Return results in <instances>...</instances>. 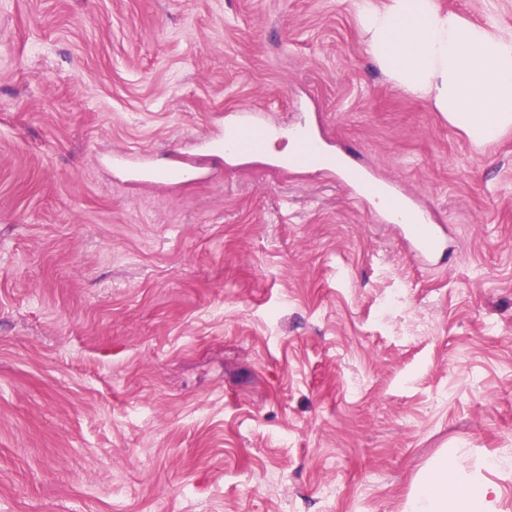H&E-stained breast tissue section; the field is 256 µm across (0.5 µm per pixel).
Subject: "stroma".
<instances>
[{
    "label": "stroma",
    "instance_id": "1",
    "mask_svg": "<svg viewBox=\"0 0 512 512\" xmlns=\"http://www.w3.org/2000/svg\"><path fill=\"white\" fill-rule=\"evenodd\" d=\"M251 110L397 184L447 260L284 138L174 177ZM443 459L512 512V130L473 150L353 0H0V512H404ZM406 247L422 258L448 253V234L442 224H399Z\"/></svg>",
    "mask_w": 512,
    "mask_h": 512
}]
</instances>
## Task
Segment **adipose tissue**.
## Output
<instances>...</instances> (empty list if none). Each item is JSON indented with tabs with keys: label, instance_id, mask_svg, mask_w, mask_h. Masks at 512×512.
<instances>
[{
	"label": "adipose tissue",
	"instance_id": "ef3b65f1",
	"mask_svg": "<svg viewBox=\"0 0 512 512\" xmlns=\"http://www.w3.org/2000/svg\"><path fill=\"white\" fill-rule=\"evenodd\" d=\"M358 10L369 56L472 143L488 147L512 128V32L470 23L435 0H359ZM497 498L443 461L418 481L405 512H496Z\"/></svg>",
	"mask_w": 512,
	"mask_h": 512
}]
</instances>
